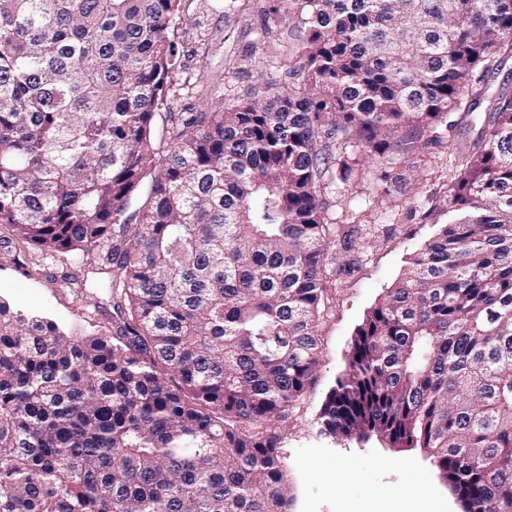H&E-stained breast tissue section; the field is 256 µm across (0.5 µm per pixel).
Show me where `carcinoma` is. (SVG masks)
<instances>
[{"label": "carcinoma", "instance_id": "1", "mask_svg": "<svg viewBox=\"0 0 512 512\" xmlns=\"http://www.w3.org/2000/svg\"><path fill=\"white\" fill-rule=\"evenodd\" d=\"M281 2L303 30L285 83L173 112L180 0H0V243L92 266L112 306L78 339L0 301V512H289L283 431L355 236L325 181L483 102L512 0ZM455 150L453 219L357 326L319 420L423 449L462 512H512L509 80Z\"/></svg>", "mask_w": 512, "mask_h": 512}]
</instances>
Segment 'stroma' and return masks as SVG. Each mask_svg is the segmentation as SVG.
I'll return each instance as SVG.
<instances>
[{"label":"stroma","mask_w":512,"mask_h":512,"mask_svg":"<svg viewBox=\"0 0 512 512\" xmlns=\"http://www.w3.org/2000/svg\"><path fill=\"white\" fill-rule=\"evenodd\" d=\"M268 0H182L175 30L181 68L174 75L171 99L176 112L203 109L216 100L233 102L264 90L279 79L292 59L296 32L286 11L271 14ZM483 109L462 125L442 129L439 144L403 155L390 171L392 192L377 197L378 167L359 164L349 181L329 183L324 197L330 223L356 228V242L345 258L350 273L332 290L333 310L319 327L321 355L313 384L294 410L280 455L286 463L292 512H393L396 493L406 491L415 474H425L440 502L418 503L419 512H461L450 487L421 449L387 447L367 441L333 438L319 423L321 407L344 370L356 327L404 273L409 258L446 223L448 185L456 174L454 145L476 138ZM107 275L89 273L76 289L61 264L43 260L36 275H26L12 253L0 248V298L14 311L34 313L75 336L95 334L84 317L94 304L107 303ZM349 478L336 484V468Z\"/></svg>","instance_id":"obj_1"}]
</instances>
